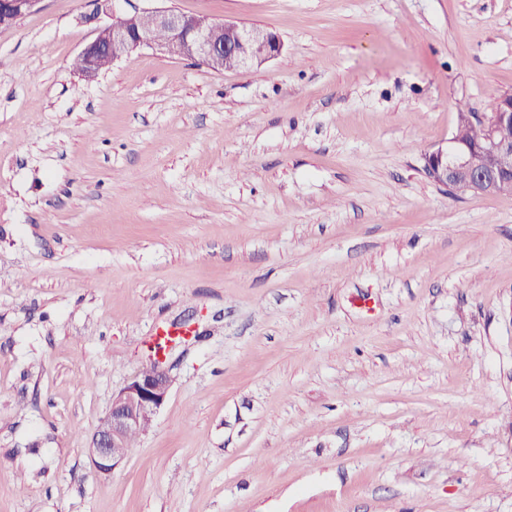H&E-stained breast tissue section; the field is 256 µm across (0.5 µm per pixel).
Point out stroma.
I'll return each mask as SVG.
<instances>
[{
	"label": "stroma",
	"instance_id": "obj_1",
	"mask_svg": "<svg viewBox=\"0 0 512 512\" xmlns=\"http://www.w3.org/2000/svg\"><path fill=\"white\" fill-rule=\"evenodd\" d=\"M154 8L276 31L217 73ZM512 93V0H44L0 28V512H512V193L424 172ZM112 473L86 450L152 358ZM148 14L157 28L165 30L168 38L164 42L157 41L153 34L140 27V18ZM102 35H97L80 53L85 59L78 57L74 62L77 71L87 78H93L99 72L98 57L107 54L113 62L124 53L142 47H150L167 55L176 52L181 58L200 61L215 72L238 68L233 58H237L241 68L261 65L278 57L284 48L280 36L272 30L239 24L233 20L213 22L209 27L197 24L193 15L183 14L168 9L136 11L114 17L112 24L101 28ZM257 44L264 46V51L256 54L252 47ZM103 56L99 67L102 71L112 65L109 56ZM162 364L159 359L155 360L113 395L109 412L93 435L90 448H87L92 465L100 473H111L123 462L128 448L141 434L133 432L140 431L147 424L150 426L164 405L170 378Z\"/></svg>",
	"mask_w": 512,
	"mask_h": 512
}]
</instances>
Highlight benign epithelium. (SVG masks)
<instances>
[{
    "instance_id": "7a95c632",
    "label": "benign epithelium",
    "mask_w": 512,
    "mask_h": 512,
    "mask_svg": "<svg viewBox=\"0 0 512 512\" xmlns=\"http://www.w3.org/2000/svg\"><path fill=\"white\" fill-rule=\"evenodd\" d=\"M43 0H0V19L15 23L40 9ZM148 14L168 38L160 42L140 27V18ZM150 47L167 55L197 60L215 72L224 70V56L237 58L240 67H252L278 57L284 48L280 36L272 30L218 21L208 27L197 24L195 17L168 9L147 13L136 11L113 18L82 51L83 74H98L97 60L107 54L118 60L124 53ZM458 124L448 144L425 154L424 169L436 183L458 197H492L499 187L512 180V94L498 97L490 112L480 119L475 113H460ZM475 123L483 128L479 141L463 138L460 131ZM170 388L168 371L162 361L140 370L118 393L113 395L106 417L92 437L88 455L94 468L112 472L126 458V440L151 423L164 405Z\"/></svg>"
}]
</instances>
